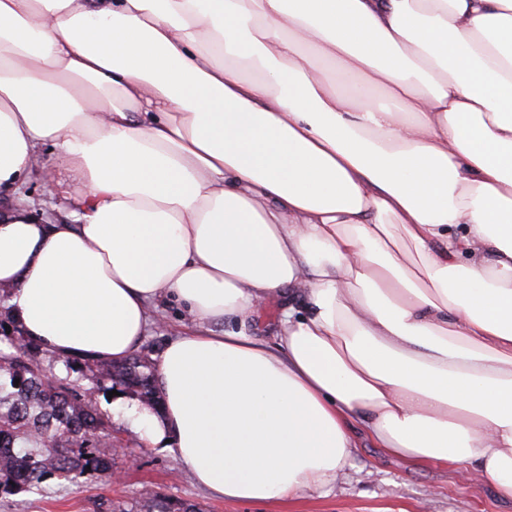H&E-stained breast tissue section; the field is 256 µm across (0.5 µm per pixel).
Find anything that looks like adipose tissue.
<instances>
[{
	"label": "adipose tissue",
	"instance_id": "ef3b65f1",
	"mask_svg": "<svg viewBox=\"0 0 512 512\" xmlns=\"http://www.w3.org/2000/svg\"><path fill=\"white\" fill-rule=\"evenodd\" d=\"M47 143L84 190L0 207L5 307L112 362L180 303L120 416L198 486L326 490L361 435L512 501V0H0V191ZM284 305L277 298L268 301L252 321L251 330L253 334L256 336H271L273 327ZM163 319L154 324L139 344L136 354H145L155 361L159 358L167 342L174 336L191 327L183 307L176 302L164 305Z\"/></svg>",
	"mask_w": 512,
	"mask_h": 512
}]
</instances>
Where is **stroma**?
<instances>
[{
	"label": "stroma",
	"mask_w": 512,
	"mask_h": 512,
	"mask_svg": "<svg viewBox=\"0 0 512 512\" xmlns=\"http://www.w3.org/2000/svg\"><path fill=\"white\" fill-rule=\"evenodd\" d=\"M41 155L52 176L61 181V190L48 194L42 178L33 175L22 193L37 218L56 224L65 220L70 212L69 197L82 187L57 165L51 146H44ZM162 315L137 348L153 360L172 337L191 326L178 303L165 305ZM66 378L79 384L97 408L110 416L112 456L121 481L115 485L89 479L77 486L55 488L45 497L25 493L4 496L0 512H96L101 499L111 500L113 506L127 512L149 491L200 504L205 512H512V502L497 497L489 480L465 482L443 465H410L366 439L359 440L331 490L309 492L289 502L216 499L198 488L172 456L148 447L121 420L113 418L109 395L98 389L90 371L72 369Z\"/></svg>",
	"instance_id": "1"
}]
</instances>
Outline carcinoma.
I'll return each instance as SVG.
<instances>
[{"mask_svg": "<svg viewBox=\"0 0 512 512\" xmlns=\"http://www.w3.org/2000/svg\"><path fill=\"white\" fill-rule=\"evenodd\" d=\"M0 494H51L49 479L80 484L95 476L110 481L112 433L108 419L85 394L40 367L34 346L19 345L14 330L0 321ZM98 381L155 400L150 361L140 355L122 363L96 365ZM19 383H14V380ZM133 512H203L195 504L151 494Z\"/></svg>", "mask_w": 512, "mask_h": 512, "instance_id": "1", "label": "carcinoma"}]
</instances>
